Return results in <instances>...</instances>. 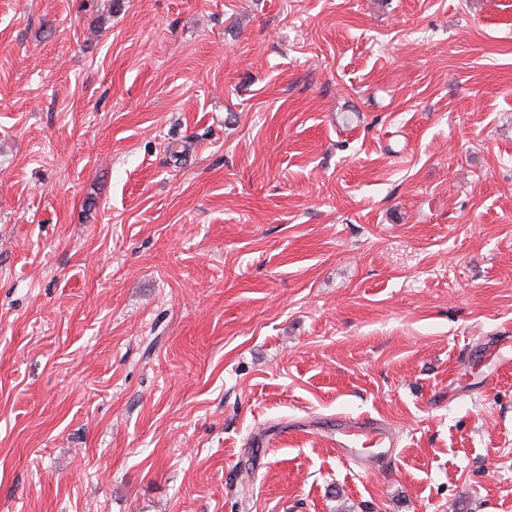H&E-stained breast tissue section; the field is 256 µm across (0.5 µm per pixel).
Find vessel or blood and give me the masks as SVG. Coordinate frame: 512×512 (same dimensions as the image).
<instances>
[{"label": "vessel or blood", "instance_id": "vessel-or-blood-1", "mask_svg": "<svg viewBox=\"0 0 512 512\" xmlns=\"http://www.w3.org/2000/svg\"><path fill=\"white\" fill-rule=\"evenodd\" d=\"M366 438L377 448L375 465H383L397 452V442L385 422L373 417L341 418L329 432L332 447L339 459L348 464L365 466L357 453L359 438Z\"/></svg>", "mask_w": 512, "mask_h": 512}]
</instances>
